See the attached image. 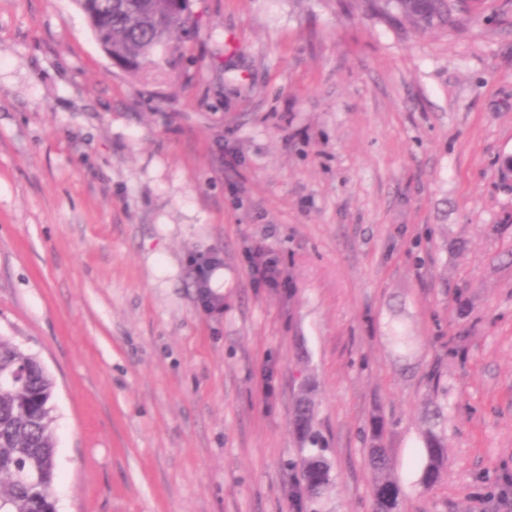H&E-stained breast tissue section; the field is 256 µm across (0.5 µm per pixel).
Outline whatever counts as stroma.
Masks as SVG:
<instances>
[{
	"mask_svg": "<svg viewBox=\"0 0 512 512\" xmlns=\"http://www.w3.org/2000/svg\"><path fill=\"white\" fill-rule=\"evenodd\" d=\"M190 9L143 76L73 0H0V338L55 381L57 512H299L305 385L322 512H372L376 410L402 512H512V0L425 35L350 0ZM257 260L252 263V269L257 278L270 288H284L287 280L275 260L268 258L262 249L256 251ZM294 424L301 441L308 448L300 463H290L295 470V490L301 507L304 504L318 503L335 485L336 473L328 457V450L323 437L314 430V404L309 389L305 388L299 395L293 410ZM423 419L426 425L424 431L426 462L420 484L425 490H430L439 481L441 473L447 465L448 446L445 426L448 422V416L442 406L430 401Z\"/></svg>",
	"mask_w": 512,
	"mask_h": 512,
	"instance_id": "stroma-1",
	"label": "stroma"
}]
</instances>
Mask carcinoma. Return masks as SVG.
<instances>
[{"label": "carcinoma", "mask_w": 512, "mask_h": 512, "mask_svg": "<svg viewBox=\"0 0 512 512\" xmlns=\"http://www.w3.org/2000/svg\"><path fill=\"white\" fill-rule=\"evenodd\" d=\"M90 29L112 61L134 73L157 68L155 54L171 47V39L191 23L190 0H74ZM365 10L393 25L409 22L417 31L454 28L461 22L454 0H361ZM0 374L14 375L0 387V512H56V478L52 399L54 382L38 359L0 340ZM294 424L306 445L295 470L294 496L313 505L335 485L336 473L323 437L314 430V404L309 389L299 395ZM442 406L434 401L424 415L426 462L421 486L432 489L448 459ZM376 476L373 512H401V487L389 475L384 422L373 416L366 453Z\"/></svg>", "instance_id": "cac0c4a2"}]
</instances>
